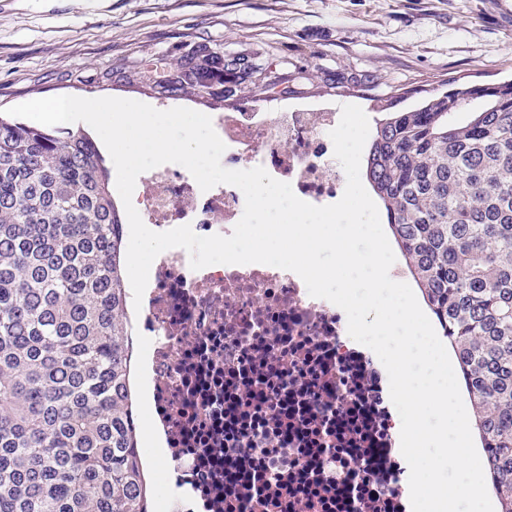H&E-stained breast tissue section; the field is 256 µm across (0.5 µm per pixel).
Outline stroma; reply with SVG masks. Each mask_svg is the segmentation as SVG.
<instances>
[{
	"instance_id": "35a3bbf8",
	"label": "stroma",
	"mask_w": 512,
	"mask_h": 512,
	"mask_svg": "<svg viewBox=\"0 0 512 512\" xmlns=\"http://www.w3.org/2000/svg\"><path fill=\"white\" fill-rule=\"evenodd\" d=\"M201 45L243 66L210 95L168 98L134 74ZM511 77L512 0H0V111L71 95L207 114L355 104L372 120L394 95L408 110L451 78Z\"/></svg>"
}]
</instances>
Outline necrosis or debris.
Masks as SVG:
<instances>
[{
  "label": "necrosis or debris",
  "mask_w": 512,
  "mask_h": 512,
  "mask_svg": "<svg viewBox=\"0 0 512 512\" xmlns=\"http://www.w3.org/2000/svg\"><path fill=\"white\" fill-rule=\"evenodd\" d=\"M339 112H217L230 170L263 167L301 200L335 203L345 185L330 131ZM153 231L231 235L240 189L201 191L183 166L145 173L137 199ZM149 394L165 471L183 488L157 512H408L398 412L377 355L347 316L265 264L194 270L188 253L152 263L141 305Z\"/></svg>",
  "instance_id": "1"
}]
</instances>
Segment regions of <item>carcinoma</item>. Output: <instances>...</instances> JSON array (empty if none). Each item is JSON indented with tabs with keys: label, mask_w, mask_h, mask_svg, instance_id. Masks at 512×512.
Here are the masks:
<instances>
[{
	"label": "carcinoma",
	"mask_w": 512,
	"mask_h": 512,
	"mask_svg": "<svg viewBox=\"0 0 512 512\" xmlns=\"http://www.w3.org/2000/svg\"><path fill=\"white\" fill-rule=\"evenodd\" d=\"M139 76L202 94L195 58ZM365 177L448 338L497 512H512V81L381 112ZM82 131L0 117V512H150L126 227Z\"/></svg>",
	"instance_id": "cac0c4a2"
}]
</instances>
